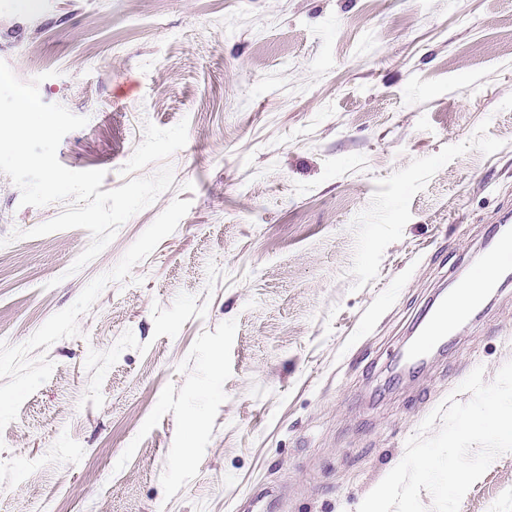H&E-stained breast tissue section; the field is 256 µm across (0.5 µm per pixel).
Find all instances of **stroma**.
<instances>
[{"instance_id":"35a3bbf8","label":"stroma","mask_w":512,"mask_h":512,"mask_svg":"<svg viewBox=\"0 0 512 512\" xmlns=\"http://www.w3.org/2000/svg\"><path fill=\"white\" fill-rule=\"evenodd\" d=\"M0 61L87 118L57 157L107 190L188 123L75 273L91 234L26 237L63 206L0 173V512H358L512 361L510 285L393 372L512 210V0H0ZM460 512H512V453Z\"/></svg>"}]
</instances>
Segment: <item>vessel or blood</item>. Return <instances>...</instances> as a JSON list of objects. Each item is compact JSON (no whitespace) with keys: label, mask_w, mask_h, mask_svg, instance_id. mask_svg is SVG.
Segmentation results:
<instances>
[{"label":"vessel or blood","mask_w":512,"mask_h":512,"mask_svg":"<svg viewBox=\"0 0 512 512\" xmlns=\"http://www.w3.org/2000/svg\"><path fill=\"white\" fill-rule=\"evenodd\" d=\"M505 228L497 240L488 245L484 262L473 276L475 288L467 304H459L455 296L437 294L415 323L418 338L405 357L411 367L420 363L437 348L445 347L456 323L467 319L482 306L486 296L502 277L512 273V217L501 216Z\"/></svg>","instance_id":"obj_1"}]
</instances>
